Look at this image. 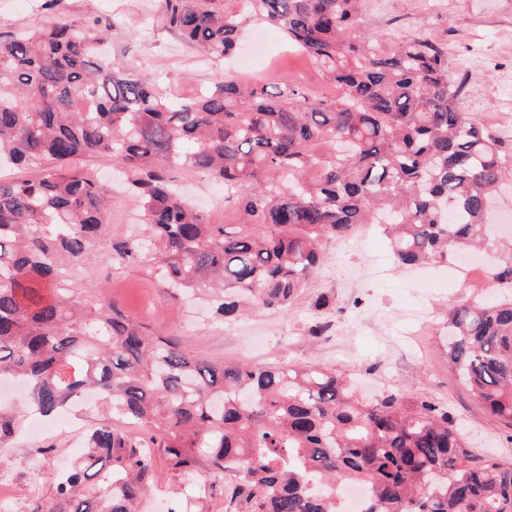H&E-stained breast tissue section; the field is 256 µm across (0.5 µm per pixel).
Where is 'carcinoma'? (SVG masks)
Segmentation results:
<instances>
[{
  "label": "carcinoma",
  "mask_w": 512,
  "mask_h": 512,
  "mask_svg": "<svg viewBox=\"0 0 512 512\" xmlns=\"http://www.w3.org/2000/svg\"><path fill=\"white\" fill-rule=\"evenodd\" d=\"M162 0V27L221 61L247 23L269 24L336 88L224 78L173 99L99 58L113 27L59 19L0 47V378L31 388L0 411V442L30 414L50 416L85 390L127 420L91 431L60 476L66 512H139L155 450L178 476L235 479L245 512H342L339 487L368 488L363 512H512V458L480 456L445 407L398 392L359 398L318 366L217 365L150 336L95 287L67 278L110 223L98 154L128 173L145 239L123 262L176 288L210 290L224 319L286 310L325 264L322 242L387 226L395 263L413 268L494 241L485 218L512 179V143L462 109L472 73L412 32L363 30L365 0ZM28 168L37 175L12 179ZM173 172L224 185L238 224H214ZM448 357L463 385L512 422V292L448 311Z\"/></svg>",
  "instance_id": "obj_1"
}]
</instances>
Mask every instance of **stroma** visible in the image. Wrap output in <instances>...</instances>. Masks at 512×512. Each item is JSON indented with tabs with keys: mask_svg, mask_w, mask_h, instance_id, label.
Wrapping results in <instances>:
<instances>
[{
	"mask_svg": "<svg viewBox=\"0 0 512 512\" xmlns=\"http://www.w3.org/2000/svg\"><path fill=\"white\" fill-rule=\"evenodd\" d=\"M159 10L160 0H63L55 13L41 9L40 0H0V45L15 32L57 15L77 21L91 15L113 17L117 23L107 35L106 60L146 73L168 91L190 95L221 76L263 82L281 72L315 93L331 92L319 71L288 45L277 28H270L264 39L268 57L245 69L240 60L255 51L257 27L246 26L238 57L213 62L175 33L160 29ZM444 13L443 19H427L423 25L429 34L447 39L449 61L486 53L487 64L476 71L474 92L463 107L489 120L503 101L512 99V88L487 96L477 93L494 84L499 67L512 65V53L491 52L505 37L501 26L512 19V0H446ZM179 183L213 223H222L231 214L217 184L190 173L180 176ZM140 231L135 208L120 187H113L111 222L105 236L76 266V283L102 286L118 310L152 334L175 338L184 349L212 361L334 367L369 397L388 391L410 399L427 396L465 422L476 450L512 455V426L490 416L448 364L441 334L448 310L473 296L455 256L421 268L396 267L388 277H376L373 261L391 259L388 239L381 225H365L347 238L325 242L326 264L288 310H260L216 322L202 300L164 286L145 269L107 265L105 257L113 244ZM321 297L328 299V306H317ZM318 320L330 322L331 328L315 337L309 328ZM102 421L101 414L93 412L41 435L25 428L0 447V498L7 500L0 512H34L55 501L58 476L83 453L85 432ZM49 444L53 452L42 454V447ZM147 498L153 503L148 512H171L187 499L196 500L198 512H212L214 503L226 500L223 479L204 467L193 480L175 478L161 455L155 459V479Z\"/></svg>",
	"mask_w": 512,
	"mask_h": 512,
	"instance_id": "35a3bbf8",
	"label": "stroma"
}]
</instances>
